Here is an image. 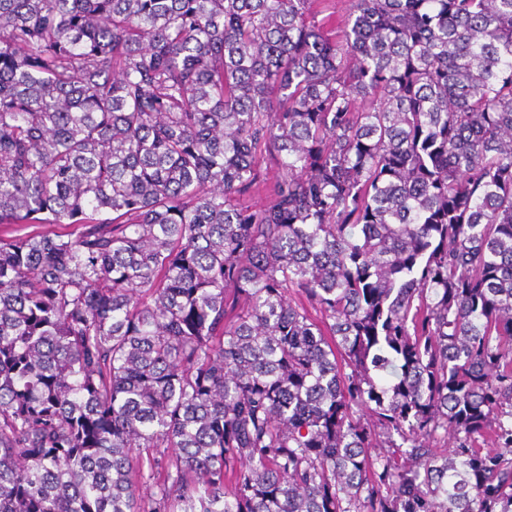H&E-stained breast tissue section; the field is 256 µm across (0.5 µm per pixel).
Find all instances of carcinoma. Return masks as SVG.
I'll list each match as a JSON object with an SVG mask.
<instances>
[{
  "label": "carcinoma",
  "instance_id": "obj_1",
  "mask_svg": "<svg viewBox=\"0 0 512 512\" xmlns=\"http://www.w3.org/2000/svg\"><path fill=\"white\" fill-rule=\"evenodd\" d=\"M315 2L0 0V512H512V0ZM267 166V181L265 184L260 185L258 188L252 190L250 193L241 196L239 202L248 206H261L268 200L269 190L272 183L275 181L279 174V170L273 164L266 163Z\"/></svg>",
  "mask_w": 512,
  "mask_h": 512
}]
</instances>
